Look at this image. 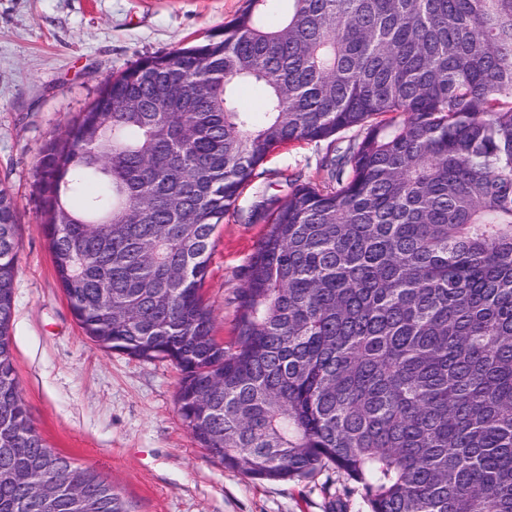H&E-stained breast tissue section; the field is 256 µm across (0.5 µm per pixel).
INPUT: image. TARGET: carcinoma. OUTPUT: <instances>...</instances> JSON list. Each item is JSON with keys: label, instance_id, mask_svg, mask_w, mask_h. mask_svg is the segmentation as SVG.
Instances as JSON below:
<instances>
[{"label": "carcinoma", "instance_id": "1", "mask_svg": "<svg viewBox=\"0 0 512 512\" xmlns=\"http://www.w3.org/2000/svg\"><path fill=\"white\" fill-rule=\"evenodd\" d=\"M271 0L107 81L41 153L84 333L182 374L180 417L259 480L333 469L369 512H512V0ZM266 92L263 119L235 94ZM359 137L263 200L236 336L202 299L214 233L275 149ZM17 207L0 188V512H133L48 448L15 377Z\"/></svg>", "mask_w": 512, "mask_h": 512}]
</instances>
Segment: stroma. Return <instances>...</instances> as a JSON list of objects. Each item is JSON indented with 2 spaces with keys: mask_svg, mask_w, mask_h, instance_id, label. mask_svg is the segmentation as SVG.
I'll return each mask as SVG.
<instances>
[{
  "mask_svg": "<svg viewBox=\"0 0 512 512\" xmlns=\"http://www.w3.org/2000/svg\"><path fill=\"white\" fill-rule=\"evenodd\" d=\"M246 0H0V184L18 209L10 327L20 395L49 448L93 470L134 512H367L335 470L291 481L225 468L193 438L177 403L179 368L105 350L75 320L58 281L34 181L45 143L61 136L112 75L155 53L207 39ZM347 130L275 150L236 206L285 199L291 181L324 185V157ZM265 224L225 216L201 292L228 341L242 271Z\"/></svg>",
  "mask_w": 512,
  "mask_h": 512,
  "instance_id": "1",
  "label": "stroma"
}]
</instances>
